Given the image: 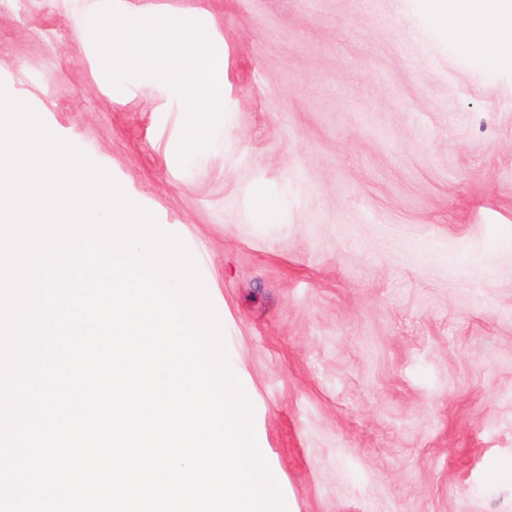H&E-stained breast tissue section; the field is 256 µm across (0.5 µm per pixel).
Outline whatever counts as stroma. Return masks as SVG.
<instances>
[{
	"label": "stroma",
	"mask_w": 512,
	"mask_h": 512,
	"mask_svg": "<svg viewBox=\"0 0 512 512\" xmlns=\"http://www.w3.org/2000/svg\"><path fill=\"white\" fill-rule=\"evenodd\" d=\"M102 4L0 0V86L195 254L287 512H512V66L418 0H114L223 60L183 167L181 100L100 77Z\"/></svg>",
	"instance_id": "obj_1"
}]
</instances>
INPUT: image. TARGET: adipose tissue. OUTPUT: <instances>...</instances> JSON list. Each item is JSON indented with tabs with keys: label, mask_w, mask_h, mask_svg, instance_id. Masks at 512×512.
<instances>
[{
	"label": "adipose tissue",
	"mask_w": 512,
	"mask_h": 512,
	"mask_svg": "<svg viewBox=\"0 0 512 512\" xmlns=\"http://www.w3.org/2000/svg\"><path fill=\"white\" fill-rule=\"evenodd\" d=\"M420 6L488 74L512 61V0H420Z\"/></svg>",
	"instance_id": "ef3b65f1"
}]
</instances>
